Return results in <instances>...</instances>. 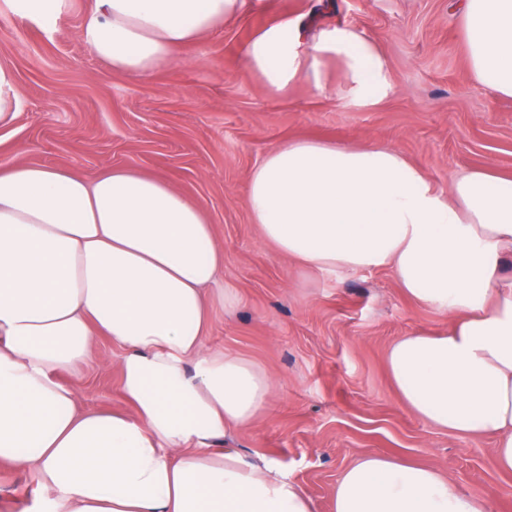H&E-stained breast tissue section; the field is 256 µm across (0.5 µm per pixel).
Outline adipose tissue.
<instances>
[{"mask_svg": "<svg viewBox=\"0 0 512 512\" xmlns=\"http://www.w3.org/2000/svg\"><path fill=\"white\" fill-rule=\"evenodd\" d=\"M246 0H95L84 44L121 73L151 74ZM479 86L512 96V0H465ZM344 63L359 104L387 94L377 44L349 26L304 44L282 22L248 45L271 94ZM247 206L264 240L310 271L391 269L411 300L451 318L387 354L400 401L454 434L496 437L512 471V178L473 170L450 193L396 150L316 140L280 145L253 169ZM224 250L167 180L126 168L0 165V465L39 475L36 512H316L277 461L214 440L251 425L273 391L249 360L207 346ZM120 345L128 410H81L60 372ZM332 512H491L441 468L367 453L342 472Z\"/></svg>", "mask_w": 512, "mask_h": 512, "instance_id": "adipose-tissue-1", "label": "adipose tissue"}]
</instances>
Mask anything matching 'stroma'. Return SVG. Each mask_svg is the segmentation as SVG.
<instances>
[{"mask_svg":"<svg viewBox=\"0 0 512 512\" xmlns=\"http://www.w3.org/2000/svg\"><path fill=\"white\" fill-rule=\"evenodd\" d=\"M460 0H248L240 16L179 48L149 76L113 72L80 38L93 0H64L43 25L0 0V65L16 78L18 107L0 123V160L68 167L91 178L122 166L171 182L199 205L224 248V285L237 298L216 310L207 343L253 362L274 383L270 405L214 448L275 459L332 512L342 471L361 455L437 466L461 490L512 512V473L495 462L493 436L448 433L398 399L387 353L401 336L447 321L408 300L390 269L304 271L265 242L246 202L252 170L294 139L379 144L449 190L490 167L512 175V97L475 82ZM295 20L307 42L337 24L373 39L390 90L355 106L337 93L343 64L327 60L321 85L304 79L282 96L249 70L244 50L263 29ZM110 338L94 361L64 375L84 409H125ZM36 472L0 466V512H30Z\"/></svg>","mask_w":512,"mask_h":512,"instance_id":"stroma-1","label":"stroma"}]
</instances>
